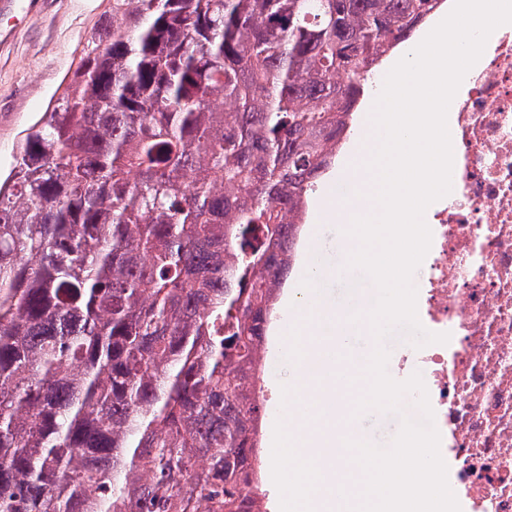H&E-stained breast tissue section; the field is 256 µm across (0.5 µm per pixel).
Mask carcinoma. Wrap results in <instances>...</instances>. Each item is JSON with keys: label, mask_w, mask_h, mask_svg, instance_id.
Masks as SVG:
<instances>
[{"label": "carcinoma", "mask_w": 512, "mask_h": 512, "mask_svg": "<svg viewBox=\"0 0 512 512\" xmlns=\"http://www.w3.org/2000/svg\"><path fill=\"white\" fill-rule=\"evenodd\" d=\"M0 181V512H264L311 194L445 0H109ZM451 7V2L446 0L445 7L437 14H435L425 25H423L413 36V38L400 49L392 52L386 60L385 69L388 61L397 54L404 53L405 50L411 47L416 41H419L420 34L427 28H431L436 20L442 14H447L448 10ZM384 69V73H385ZM384 73L380 80L377 82L376 87L369 92L366 97L361 101L358 112L360 113V124L357 127L355 134L351 137L349 144L345 148V150L336 158L335 165L333 169L323 178L321 184L318 186L316 192L312 195L309 206L307 209V220L306 224H304L303 231V246L300 250V256L296 264L294 265L291 274L288 278V282L284 287L279 301V317L273 323L270 332L269 339L267 343V355L265 358L266 362V370L264 374V384L268 393L272 395V399L269 401V411L268 415L263 423L262 428V448H260L262 455L265 460V468L263 473V481L264 486L268 490L269 493V511L268 512H279L278 501H279V493L276 487L272 486L268 481V472L271 469V458L268 455L267 449L272 448V444L269 436V426L271 420L280 414L281 409V384H284L285 381L292 374V366L283 362V356L285 355V348L281 342V332L283 325L286 323L291 309L285 307V299L288 297H295V294L299 288L300 279L302 277L303 271L305 267H309L313 264V256L316 252V249L320 245L329 244V243H339L342 245L343 241V229L344 224H317L314 219L312 205L314 200H320L324 196L328 194H332L335 197L343 198L348 197V185L349 183L345 180L344 175L342 173L345 163L353 151H348L352 142L354 145L358 142L356 137L359 133V129L361 128L365 116L367 112L370 113V102L374 98L379 88V85L382 81ZM342 188L345 190L344 194H340Z\"/></svg>", "instance_id": "cac0c4a2"}]
</instances>
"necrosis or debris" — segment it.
Instances as JSON below:
<instances>
[{
  "label": "necrosis or debris",
  "mask_w": 512,
  "mask_h": 512,
  "mask_svg": "<svg viewBox=\"0 0 512 512\" xmlns=\"http://www.w3.org/2000/svg\"><path fill=\"white\" fill-rule=\"evenodd\" d=\"M450 111L452 190L429 207L417 297L419 318L450 340L401 366L422 375L464 512H512V24Z\"/></svg>",
  "instance_id": "necrosis-or-debris-1"
}]
</instances>
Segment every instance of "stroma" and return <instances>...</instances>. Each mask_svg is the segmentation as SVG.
<instances>
[{"instance_id": "stroma-1", "label": "stroma", "mask_w": 512, "mask_h": 512, "mask_svg": "<svg viewBox=\"0 0 512 512\" xmlns=\"http://www.w3.org/2000/svg\"><path fill=\"white\" fill-rule=\"evenodd\" d=\"M109 8L108 0H0V175L15 163L22 130L44 112L80 63L86 32ZM343 239L339 224L307 218L303 246L283 297L295 296L318 246ZM290 311L280 308L267 343L264 374L269 417L281 412V386L292 373L283 360L280 331Z\"/></svg>"}]
</instances>
